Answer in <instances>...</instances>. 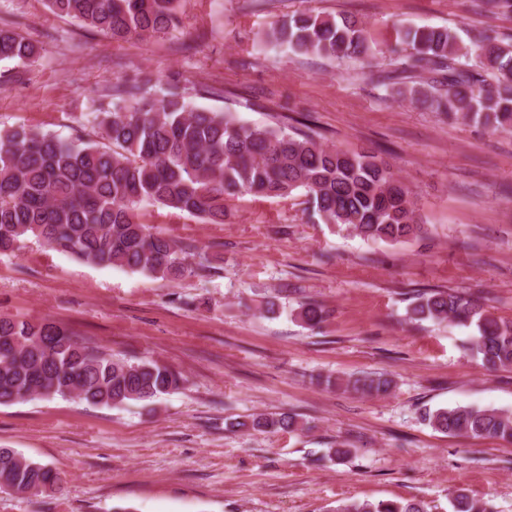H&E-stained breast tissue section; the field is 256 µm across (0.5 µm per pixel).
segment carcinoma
<instances>
[{"mask_svg":"<svg viewBox=\"0 0 512 512\" xmlns=\"http://www.w3.org/2000/svg\"><path fill=\"white\" fill-rule=\"evenodd\" d=\"M50 11L109 35L148 40L178 27L180 0H47ZM267 45L296 55L367 60L375 47L354 15L301 12L272 27ZM394 68L371 79L413 103L494 132L512 133V39L491 31L465 32L407 26L387 46ZM39 48L16 28L0 26V59L28 65ZM85 123L101 135L67 140L24 127L0 129V253L27 237L63 254L120 266L155 278L182 280L206 268L192 262L172 239L140 221L144 205L224 223L227 202L242 195L288 198L300 191L307 210L365 240L388 244L426 233L408 187L378 153H350L283 125L249 126L232 112L195 106L177 82L145 73L112 88ZM326 313L314 301L299 304L296 318L318 327ZM407 318L448 321L475 328L467 350L489 370L512 369V321L489 313L464 292L419 291ZM182 376L149 359L114 356L48 320L0 318V405L37 398L77 399L118 407L152 401L178 390ZM366 396L390 393L379 374L350 379ZM434 429L512 443V413L455 407L423 411ZM260 432L299 428L289 413L240 423ZM60 488L45 465L12 448H0V490L40 496ZM452 512H492L463 490ZM336 512H428L420 501L340 505Z\"/></svg>","mask_w":512,"mask_h":512,"instance_id":"cac0c4a2","label":"carcinoma"}]
</instances>
